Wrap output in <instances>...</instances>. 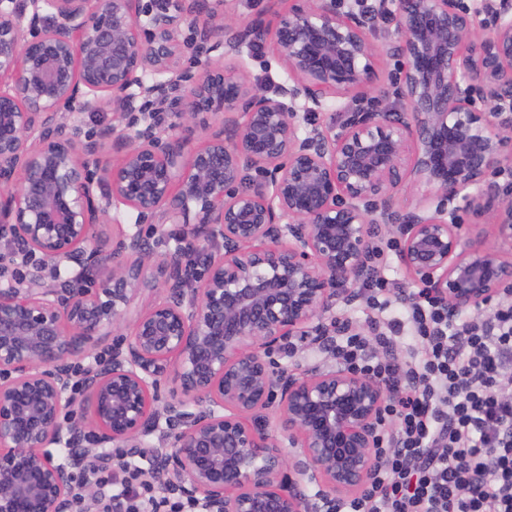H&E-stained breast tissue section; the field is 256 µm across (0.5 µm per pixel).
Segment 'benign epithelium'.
Masks as SVG:
<instances>
[{
	"label": "benign epithelium",
	"mask_w": 512,
	"mask_h": 512,
	"mask_svg": "<svg viewBox=\"0 0 512 512\" xmlns=\"http://www.w3.org/2000/svg\"><path fill=\"white\" fill-rule=\"evenodd\" d=\"M376 12L394 112L337 0L245 25L209 0H0V239L22 270L0 287V512H126L93 476L136 456L193 512H327L370 483L396 388L336 361V307L382 232L450 317L512 294V260L480 241L490 224L512 245V0ZM244 47L287 79L269 93L224 64ZM109 101L94 135L61 121ZM144 225L177 241L155 267ZM297 337L322 361L281 365ZM395 69V59L387 55L385 52L379 57L377 64V70L379 73V81L375 85L376 90L372 93L373 96H377L379 105L382 107H391L393 98L387 95L384 96V92L389 87L388 75Z\"/></svg>",
	"instance_id": "benign-epithelium-1"
}]
</instances>
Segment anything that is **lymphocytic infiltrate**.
<instances>
[{
    "label": "lymphocytic infiltrate",
    "instance_id": "1",
    "mask_svg": "<svg viewBox=\"0 0 512 512\" xmlns=\"http://www.w3.org/2000/svg\"><path fill=\"white\" fill-rule=\"evenodd\" d=\"M366 289L379 331L340 336L336 351L406 394L385 408L392 430L371 483L336 512H512V303L458 322L433 297L403 303L383 276ZM405 331L402 362L388 350Z\"/></svg>",
    "mask_w": 512,
    "mask_h": 512
}]
</instances>
